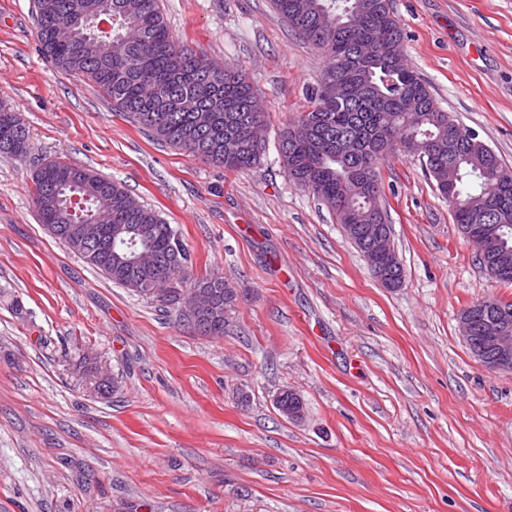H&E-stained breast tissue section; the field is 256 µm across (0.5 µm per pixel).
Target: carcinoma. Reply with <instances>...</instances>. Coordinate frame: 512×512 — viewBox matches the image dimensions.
Returning a JSON list of instances; mask_svg holds the SVG:
<instances>
[{"mask_svg": "<svg viewBox=\"0 0 512 512\" xmlns=\"http://www.w3.org/2000/svg\"><path fill=\"white\" fill-rule=\"evenodd\" d=\"M37 14L42 54L56 68L94 81L113 108L159 141L183 148L227 170L259 161L252 142L263 113L250 108L253 87L231 66L218 67L189 46L175 43L159 0H88L106 18L109 30L91 18L76 24L78 0H40ZM273 8L299 37L327 60L312 106L289 121L278 150L289 180L332 211L373 275L392 259L359 244L351 224H380L391 231L383 204L381 166L392 154L410 155L451 206L454 223L479 242L483 272L512 283V184L502 185L498 156L470 129L436 103L428 86L404 58V32L392 0H273ZM343 83L345 97L324 93L325 81ZM21 115L0 106V156L29 146ZM34 201L42 224L112 283L146 297L162 277L180 288L189 283L191 252L186 242L173 248L181 232L145 205L125 207L121 183L85 167L59 160L33 177ZM100 210L112 223L100 227L98 241L79 248L71 231L90 223ZM149 249L161 260L152 271L131 259ZM214 309L201 315L193 331L222 336L229 325L224 307L237 291L224 277H202ZM477 310V328L508 316L512 301L487 298L467 306ZM285 418L303 411V399L286 389L274 401Z\"/></svg>", "mask_w": 512, "mask_h": 512, "instance_id": "obj_1", "label": "carcinoma"}]
</instances>
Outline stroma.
Masks as SVG:
<instances>
[{
  "instance_id": "1",
  "label": "stroma",
  "mask_w": 512,
  "mask_h": 512,
  "mask_svg": "<svg viewBox=\"0 0 512 512\" xmlns=\"http://www.w3.org/2000/svg\"><path fill=\"white\" fill-rule=\"evenodd\" d=\"M439 106L512 169V0H392ZM177 42L245 71L259 162L229 171L155 140L40 52L34 0H0V103L30 147L0 158V512H512V371L486 369L461 310L512 300L418 161L382 165L404 269L383 286L287 178L279 133L325 66L271 0H160ZM57 159L121 182L177 226L192 277L239 292L226 333L86 264L38 220ZM117 378L109 395L98 378ZM298 420L273 404L283 388Z\"/></svg>"
}]
</instances>
